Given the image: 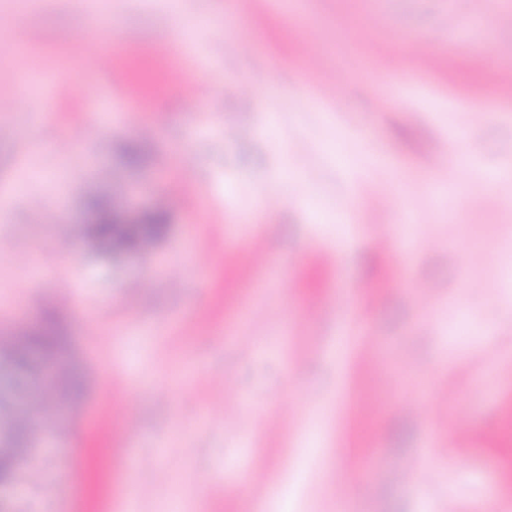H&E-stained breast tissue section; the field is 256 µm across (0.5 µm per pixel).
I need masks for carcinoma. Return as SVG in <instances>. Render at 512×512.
Returning <instances> with one entry per match:
<instances>
[{"label":"carcinoma","instance_id":"1","mask_svg":"<svg viewBox=\"0 0 512 512\" xmlns=\"http://www.w3.org/2000/svg\"><path fill=\"white\" fill-rule=\"evenodd\" d=\"M88 235L105 252L120 255L139 251L163 238L168 231L167 215L162 209L146 213L138 222L128 223L114 208L112 200L93 196L88 203ZM35 353L51 358L56 365L54 385L59 398L74 403L83 394V375L73 363L72 346L68 328L56 311L43 313L32 325L16 337L11 355V376L16 385L32 375L31 357ZM0 431L12 451L0 452V487L15 481L18 455L27 448L34 434V420L30 411L4 410L0 404Z\"/></svg>","mask_w":512,"mask_h":512}]
</instances>
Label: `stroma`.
I'll return each mask as SVG.
<instances>
[{
  "instance_id": "35a3bbf8",
  "label": "stroma",
  "mask_w": 512,
  "mask_h": 512,
  "mask_svg": "<svg viewBox=\"0 0 512 512\" xmlns=\"http://www.w3.org/2000/svg\"><path fill=\"white\" fill-rule=\"evenodd\" d=\"M21 2L0 0V99L18 103L0 112V368L14 329L57 309L87 390L51 413L11 512H338L353 482L357 512H482L492 488L512 512V221L491 202L512 196V64L491 49L512 26L486 0L449 36L448 0H110L91 36L81 0ZM173 37L191 46L175 76L124 100L99 55L134 42L149 61ZM313 63L342 71L335 99ZM368 179L398 207L355 209ZM263 188L286 204L254 224ZM94 194L131 221L164 206L166 237L110 257L83 232ZM428 456L421 488L399 479ZM249 470L263 485L237 488Z\"/></svg>"
}]
</instances>
